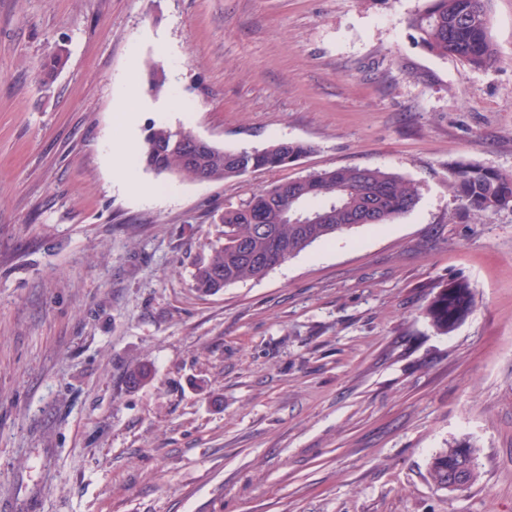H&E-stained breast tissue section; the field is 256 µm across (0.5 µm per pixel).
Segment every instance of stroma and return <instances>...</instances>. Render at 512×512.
<instances>
[{
	"mask_svg": "<svg viewBox=\"0 0 512 512\" xmlns=\"http://www.w3.org/2000/svg\"><path fill=\"white\" fill-rule=\"evenodd\" d=\"M423 6L0 0V512H512V208L448 188L457 159L512 170V0L481 70L418 46ZM131 69L135 142L313 150L226 182L143 170L137 199L112 157ZM352 165L411 180L417 207L194 291L226 207ZM459 278L472 311L437 334L420 311ZM463 440L477 483L437 488L432 455Z\"/></svg>",
	"mask_w": 512,
	"mask_h": 512,
	"instance_id": "obj_1",
	"label": "stroma"
}]
</instances>
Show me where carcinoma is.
<instances>
[{"label":"carcinoma","instance_id":"cac0c4a2","mask_svg":"<svg viewBox=\"0 0 512 512\" xmlns=\"http://www.w3.org/2000/svg\"><path fill=\"white\" fill-rule=\"evenodd\" d=\"M489 2L426 0L409 26L428 53L454 57L481 70L496 60ZM61 65L62 53L52 55L42 66V82L50 83ZM175 137L176 131L165 126L146 130L139 153L145 170L188 181L221 182L252 170L283 167L310 151L309 145L293 141L229 150L214 143L200 149L187 140L175 149ZM448 186L465 210L486 214L512 208V171L459 159L448 164ZM418 202L413 182L378 167H338L274 183L224 209L220 218L224 230L210 253L196 262L193 287L211 294L259 279L276 267L265 262L276 252L287 260L352 228L387 224L413 211ZM473 301L468 280L439 283L432 287L430 301L420 315L438 333L447 335L468 317ZM476 455L477 448L466 440L440 449L429 463L432 482L446 489L448 475L464 468L467 478L462 488L473 485L479 472L467 464Z\"/></svg>","mask_w":512,"mask_h":512}]
</instances>
